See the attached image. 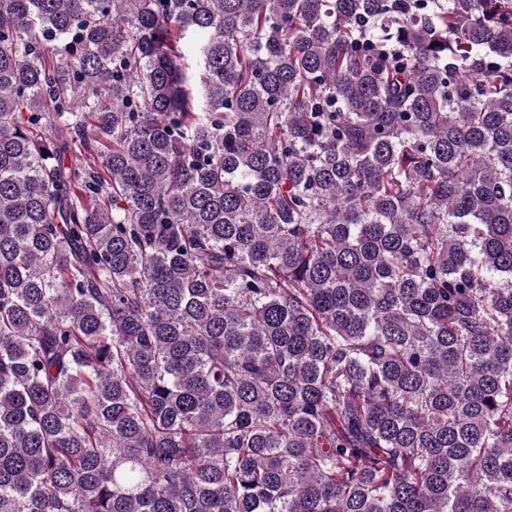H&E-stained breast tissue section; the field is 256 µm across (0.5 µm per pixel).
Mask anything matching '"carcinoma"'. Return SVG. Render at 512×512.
Returning <instances> with one entry per match:
<instances>
[{
  "label": "carcinoma",
  "mask_w": 512,
  "mask_h": 512,
  "mask_svg": "<svg viewBox=\"0 0 512 512\" xmlns=\"http://www.w3.org/2000/svg\"><path fill=\"white\" fill-rule=\"evenodd\" d=\"M0 512H512V0H0Z\"/></svg>",
  "instance_id": "carcinoma-1"
}]
</instances>
